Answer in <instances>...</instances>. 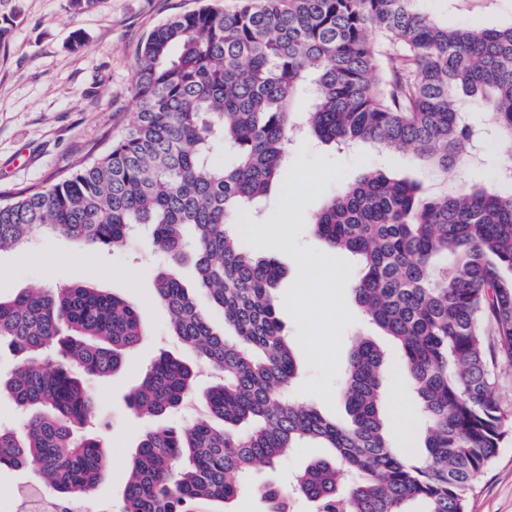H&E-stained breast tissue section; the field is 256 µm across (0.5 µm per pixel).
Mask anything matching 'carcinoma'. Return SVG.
Returning <instances> with one entry per match:
<instances>
[{
    "instance_id": "carcinoma-1",
    "label": "carcinoma",
    "mask_w": 512,
    "mask_h": 512,
    "mask_svg": "<svg viewBox=\"0 0 512 512\" xmlns=\"http://www.w3.org/2000/svg\"><path fill=\"white\" fill-rule=\"evenodd\" d=\"M419 0H241L155 27L131 82L136 120L55 184L0 200V251L36 235L90 250L127 246L152 226L166 259L155 299L170 335L218 374L201 416L169 423L192 394L195 366L162 351L126 396L151 421L129 463L120 512L225 508L259 466L317 441L288 487L264 484L266 512H466L495 457L508 415L499 370L512 367V190L461 186L433 197L371 170L311 220L330 247L358 260L362 313L403 352L425 453L393 452L383 412L384 353L358 338L345 371L349 421L337 423L288 390L297 368L272 294L282 271L231 230L286 175L288 143L305 132L339 150H409L444 174L475 138L458 93L485 115L501 148L497 180L512 183V24L450 26ZM229 148L233 161L213 154ZM193 262L201 309L172 267ZM224 317L233 338L215 331ZM146 336L138 306L89 284L0 298V343L16 356L0 397L24 413L0 427V470L37 467L61 501L88 497L109 452L83 432L98 406L89 388L120 371Z\"/></svg>"
}]
</instances>
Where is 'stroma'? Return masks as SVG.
Here are the masks:
<instances>
[{"label":"stroma","instance_id":"stroma-1","mask_svg":"<svg viewBox=\"0 0 512 512\" xmlns=\"http://www.w3.org/2000/svg\"><path fill=\"white\" fill-rule=\"evenodd\" d=\"M207 2L99 0L93 9L74 14L67 0H0V19L12 22L7 46L0 49V199L54 184L118 137L135 118L130 85L144 39L156 26ZM421 6L452 26L512 22V0H494L487 11L475 5L458 9L455 0H422ZM77 31L84 43L74 50L70 44ZM498 151L494 137H487L479 159L449 178L409 152L370 147L340 152L308 136L294 137L285 180L242 214L239 235L283 272L274 294L298 369L291 390L295 399L309 401L326 417L346 419L343 371L356 337H369L384 352V411L392 445L404 457L422 454L423 433L402 351L364 320L351 290L355 257L330 248L312 232L310 221L331 194L377 168L410 177L427 192L452 183L496 185ZM288 195L300 201L290 213L284 210ZM162 264L144 226L135 229L129 246L114 252L92 251L63 237L37 238L0 252L1 296L91 282L141 310L146 340L126 355L118 373L91 389L101 421L94 432L111 451L94 494L113 512H120L128 463L147 426L127 410L125 396L160 351L177 349L170 316L154 300ZM467 512H512V432L470 493Z\"/></svg>","mask_w":512,"mask_h":512}]
</instances>
